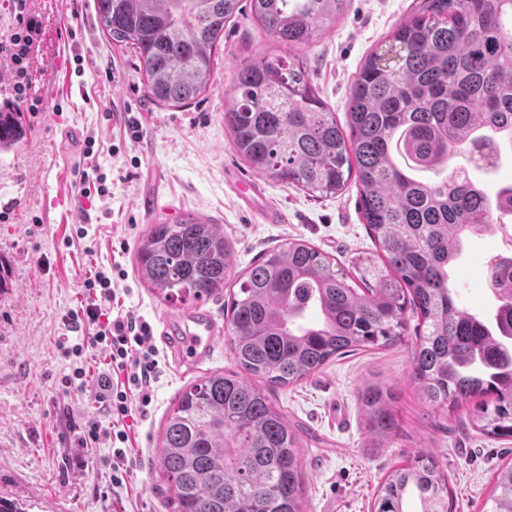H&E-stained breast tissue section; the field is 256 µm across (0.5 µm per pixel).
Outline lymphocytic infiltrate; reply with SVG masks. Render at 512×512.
<instances>
[{"instance_id": "f902f5d3", "label": "lymphocytic infiltrate", "mask_w": 512, "mask_h": 512, "mask_svg": "<svg viewBox=\"0 0 512 512\" xmlns=\"http://www.w3.org/2000/svg\"><path fill=\"white\" fill-rule=\"evenodd\" d=\"M8 15V24L0 30V61L9 70V93L12 99L27 111L38 112L42 100L34 87L36 71L34 60L43 43V17L31 7L30 0H0ZM120 265L111 270L97 269L84 281L88 300L80 309L69 312L68 322L73 331L89 329L88 343L66 346L65 353L80 360L65 384L93 383L94 401L98 410L111 420L110 428L87 422L79 427V443L95 448L109 443L112 448V485L124 487L131 458L130 438L126 420L133 411H146L153 402V384L159 373L158 350L153 325L143 317L128 313L107 320L103 317V302L117 299L115 284L125 279ZM98 350L103 366L91 371L82 355L85 349Z\"/></svg>"}]
</instances>
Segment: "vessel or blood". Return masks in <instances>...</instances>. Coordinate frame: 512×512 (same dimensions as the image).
I'll return each instance as SVG.
<instances>
[{
	"mask_svg": "<svg viewBox=\"0 0 512 512\" xmlns=\"http://www.w3.org/2000/svg\"><path fill=\"white\" fill-rule=\"evenodd\" d=\"M264 191L259 179H251L244 186L242 200L252 211L262 212L266 221H274L276 211L264 204ZM177 367L192 371L209 359L220 339V330L201 309H194L164 319L162 330Z\"/></svg>",
	"mask_w": 512,
	"mask_h": 512,
	"instance_id": "obj_1",
	"label": "vessel or blood"
}]
</instances>
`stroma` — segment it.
<instances>
[{"label":"stroma","instance_id":"35a3bbf8","mask_svg":"<svg viewBox=\"0 0 512 512\" xmlns=\"http://www.w3.org/2000/svg\"><path fill=\"white\" fill-rule=\"evenodd\" d=\"M46 35L36 61V91L43 109L26 115L24 135L0 153V254L12 264L14 288L0 293V497L27 512H170L159 462L168 411L181 390L217 372L235 370L227 339L210 360L180 374L168 352L160 354L154 399L146 415L129 422L133 464L127 486H112V450L84 448L76 428L95 420L92 386L64 387L73 361L63 353L64 317L85 299L89 269L121 264L119 313L152 325L192 303H171L145 288L137 274L136 248L150 224L175 222L185 211L221 224L240 272L268 250L301 238L354 272L358 257L378 250L362 222L356 186L338 195L312 198L264 176L266 200L281 216L266 224L241 208L225 178L254 175L237 154L224 125L234 75L267 55L303 60L322 99L346 124L350 87L368 55L407 16L415 0H351L329 23L318 43L287 48L255 26L249 13L224 28L214 79L192 104L175 108L153 102L134 53L113 46L103 34L94 0H32ZM141 124L138 139L125 127ZM94 140L93 166L107 196L82 198L77 166L87 140ZM153 194L151 211L137 199ZM87 235L76 238L78 227ZM501 235L473 234L450 273L459 306L489 310L490 257L504 253ZM416 317L402 339L383 348L347 353L302 382L271 396L294 425L304 512H372L375 493L392 467L414 452L434 454L452 492L454 512H485L492 477L512 462V440L480 434L473 406L426 410L411 376ZM367 382L395 392L396 430L381 448L371 445L357 400Z\"/></svg>","mask_w":512,"mask_h":512}]
</instances>
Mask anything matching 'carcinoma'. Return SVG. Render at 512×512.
<instances>
[{
    "label": "carcinoma",
    "instance_id": "carcinoma-1",
    "mask_svg": "<svg viewBox=\"0 0 512 512\" xmlns=\"http://www.w3.org/2000/svg\"><path fill=\"white\" fill-rule=\"evenodd\" d=\"M241 0H95L112 45L134 51L153 99L193 103L211 84L224 27ZM350 0H249L252 21L279 43L313 44ZM224 112L252 170L313 197L349 181L379 251L353 278L306 241L289 239L231 275L220 225L186 212L140 238L137 273L158 298L205 301L229 283L228 343L237 370L180 393L166 421L160 465L172 512H304L298 437L269 390L331 360L401 339L419 318L412 376L429 409L476 401L477 429L512 438V256L488 262L496 330L460 308L449 269L464 240L504 229L512 184L489 189L474 170L512 147V0H420L355 78L348 129L303 63L262 57L243 65ZM23 113L0 112V151L16 146ZM392 388L358 389L377 447L394 433ZM489 512H512V463L496 474ZM372 512H452L448 476L420 451L393 467Z\"/></svg>",
    "mask_w": 512,
    "mask_h": 512
}]
</instances>
